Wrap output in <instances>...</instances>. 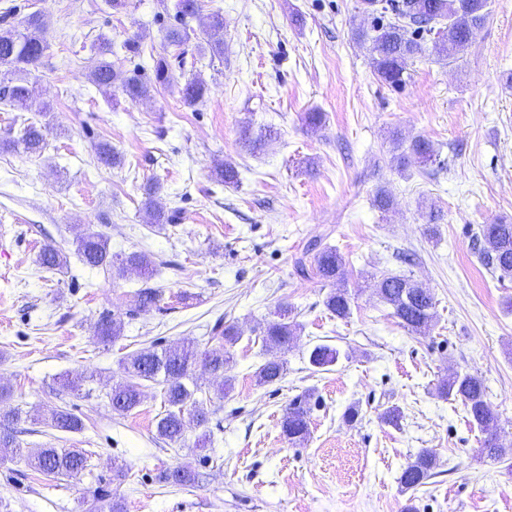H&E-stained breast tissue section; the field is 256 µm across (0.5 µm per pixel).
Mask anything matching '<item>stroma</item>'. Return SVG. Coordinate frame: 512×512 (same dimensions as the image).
<instances>
[{
	"mask_svg": "<svg viewBox=\"0 0 512 512\" xmlns=\"http://www.w3.org/2000/svg\"><path fill=\"white\" fill-rule=\"evenodd\" d=\"M175 0H130L116 12L106 0H0V17L17 24L31 13L45 21L48 48L30 75L36 97L24 112L0 108V139L24 125L48 127L46 150H0V385L8 406L28 411L17 439L91 454V470L73 477L37 476L22 456L0 452V504L7 512H94L97 497L124 512H512V463L488 458L483 435L460 402L440 398L438 380L453 372L482 377L499 413L503 444L512 445V278L478 260L470 232L512 222V0H489L484 24L464 55L450 63L414 60L398 90L376 77L364 46L351 38L358 0H199L191 20L202 31L213 12L224 17V56H200L187 43L175 85L133 101L120 89L102 93L88 74L98 37L122 43L140 36L141 55H120L116 70L151 74L153 57L177 26ZM197 76L202 103L185 106L177 85ZM324 113L317 133L304 113ZM271 128L250 153L243 125ZM423 137L440 162L392 164L391 130ZM107 142L118 167L95 153ZM239 172L237 186L212 177L215 163ZM156 182L173 224L151 223L143 188ZM394 199L378 211L379 189ZM444 215L436 237L424 234L421 204ZM108 237L113 253L150 255L159 302L131 312L137 272L117 275L83 263L84 233ZM335 247L347 263L348 318L330 316L329 285L301 276L296 261L311 240ZM68 258L46 270L45 246ZM417 255L405 264L403 253ZM406 274L429 288L436 318L422 334L404 329L371 288V277ZM302 330L282 351L285 377L256 386L265 361L260 331L280 305ZM123 324L122 337L97 338L103 319ZM236 323L233 391L214 398L204 429H189L180 447L158 438L164 410L145 385L141 405L113 412L109 393L124 377L121 361L154 344L208 340L216 320ZM327 344L341 357L331 370L310 366L308 352ZM86 382L74 392L68 375ZM312 391L310 436L291 445L281 432L289 403ZM358 405L349 423L346 409ZM399 407L400 427L380 415ZM63 407L82 431L44 424ZM212 443L195 446L200 431ZM438 473L415 494L399 477L420 449ZM126 466L125 479L113 477ZM187 464L192 486L163 482V470Z\"/></svg>",
	"mask_w": 512,
	"mask_h": 512,
	"instance_id": "stroma-1",
	"label": "stroma"
}]
</instances>
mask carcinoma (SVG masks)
<instances>
[{
	"label": "carcinoma",
	"mask_w": 512,
	"mask_h": 512,
	"mask_svg": "<svg viewBox=\"0 0 512 512\" xmlns=\"http://www.w3.org/2000/svg\"><path fill=\"white\" fill-rule=\"evenodd\" d=\"M196 0H176V16L181 26L172 28L167 41L179 46L190 39L187 19L194 17ZM488 0H369V5L358 6L361 21L352 28V36L366 46L371 56L377 78L393 89L403 87L410 78L409 65L417 58L431 52L448 62L463 57L471 36L487 16ZM44 21L38 15L26 19L22 28L9 26L0 28V66L6 68L8 78L0 83V104L14 109L26 107L32 97L33 83L28 80L31 69L37 67L47 49L42 37ZM224 18L214 12L205 28L206 43H198L201 55L213 58L224 56ZM96 60L89 79L99 89L108 91L120 83L121 91L135 101L149 94L154 85L168 86L174 83L168 57L158 55L153 59V84H148L138 74H123L117 71L112 61L113 43L105 37L98 39L95 47ZM182 102L193 107L205 99L207 86L203 80L191 77L179 87ZM45 126L28 124L16 141L0 140V147L17 144L29 155H40L45 148ZM399 153L393 157L399 172L407 171L411 160L423 166L437 162L438 151L427 139L414 138L403 145L399 133L392 134ZM215 178L226 184H235L238 171L229 163H221L214 169ZM155 187L147 188L145 210L155 224L169 223L173 216L155 207L150 194ZM472 248L481 263L499 277L512 276V222L483 224L472 232ZM78 253L83 261L94 267L112 270L117 266L119 273L135 270L143 278L142 287L133 294L132 303L137 309L156 304L161 290L150 284L155 271L154 261L144 253L132 252L118 258L119 264L112 263L109 240L98 232H88L78 240ZM64 262L62 253L52 247L44 248L40 263L47 269H54ZM297 266L303 275L332 283L336 288L326 296L324 304L328 312L337 318H346L351 313V298L347 289L340 287L347 276L346 260L335 248L311 243ZM372 287L379 299L392 309L399 323L413 333L429 329L435 318V299L430 289L413 279L397 274H382L373 278ZM299 325L288 320V310L280 312V320L270 321L262 331V344L268 351L286 350L293 344ZM122 323L106 319L99 328L100 339L116 342L122 337ZM215 345L200 348L193 339H187L174 346H152L127 356L122 361L125 380L112 387L110 402L112 409L120 415L128 414L142 402V382H151L160 388L164 402V413L156 425L158 438L167 444H178L185 439L190 424L200 427L209 420L208 399L199 398L201 384L195 377V370L222 378L216 394L232 389L233 377L226 375L233 361L230 348L239 340V332L232 324L219 326L210 337ZM340 351L328 345H316L310 350L308 360L315 368H325L338 363ZM284 363L269 359L255 372L259 386L280 381L284 376ZM438 393L445 399L458 400L464 406L469 421L484 435L481 451L487 457L502 460L512 454V448L499 444V415L487 398L486 386L481 377L470 372H456L443 379ZM311 395L296 397L288 406L281 420L283 435L288 441L300 445L309 435ZM23 420L19 408H5L0 405V449L11 448L24 454L32 471L44 477H70L90 467V456L80 448H21L15 425ZM50 425L61 431H78L82 428L80 419L67 410H54L48 417ZM437 461L427 450L420 451L410 461L400 476V484L406 491L416 490L435 476ZM197 474L187 466H177L165 472L164 480L178 486L195 484Z\"/></svg>",
	"instance_id": "obj_1"
}]
</instances>
